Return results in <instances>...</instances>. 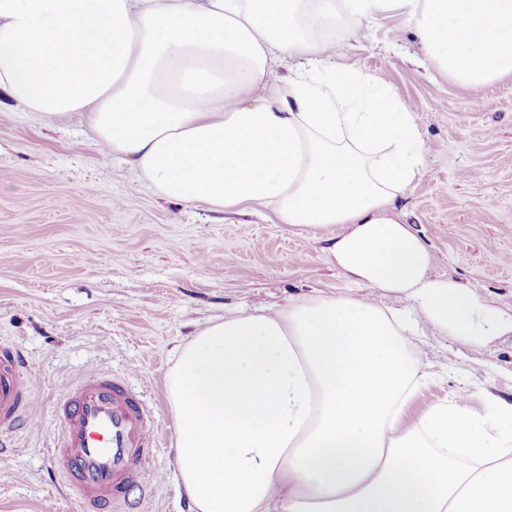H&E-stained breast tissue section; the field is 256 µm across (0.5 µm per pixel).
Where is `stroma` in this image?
<instances>
[{"mask_svg":"<svg viewBox=\"0 0 512 512\" xmlns=\"http://www.w3.org/2000/svg\"><path fill=\"white\" fill-rule=\"evenodd\" d=\"M377 78L413 111L425 159L398 208L433 257L432 273L512 309V78L466 87L425 60L407 20L377 18L332 57ZM341 226L277 223L271 209L221 212L158 195L99 149L77 114L47 122L0 102V346L37 378L41 426L18 423L0 450V512H79L50 467L53 405L89 373L124 379L164 437L151 485L129 483L116 512H194L177 480L165 377L175 350L233 311L307 297H392L330 261ZM430 374L415 419L450 399L484 411L512 401V334L473 344L427 333Z\"/></svg>","mask_w":512,"mask_h":512,"instance_id":"1","label":"stroma"}]
</instances>
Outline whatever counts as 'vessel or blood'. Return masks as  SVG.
Wrapping results in <instances>:
<instances>
[{
  "instance_id": "1",
  "label": "vessel or blood",
  "mask_w": 512,
  "mask_h": 512,
  "mask_svg": "<svg viewBox=\"0 0 512 512\" xmlns=\"http://www.w3.org/2000/svg\"><path fill=\"white\" fill-rule=\"evenodd\" d=\"M20 355L0 348V438L17 420L36 424L41 411ZM54 469L64 474L82 512H108L130 481L148 484L159 429L146 404L125 383L96 372L74 384L54 406Z\"/></svg>"
}]
</instances>
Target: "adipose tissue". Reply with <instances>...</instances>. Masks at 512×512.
I'll use <instances>...</instances> for the list:
<instances>
[{"instance_id":"obj_1","label":"adipose tissue","mask_w":512,"mask_h":512,"mask_svg":"<svg viewBox=\"0 0 512 512\" xmlns=\"http://www.w3.org/2000/svg\"><path fill=\"white\" fill-rule=\"evenodd\" d=\"M390 12L457 83L512 77V0H0V94L83 114L162 197L343 225L331 261L395 300L236 311L176 352L166 392L197 512H512V403L405 419L424 328L478 343L512 313L432 276L397 211L424 163L415 119L322 56L338 14L356 40Z\"/></svg>"}]
</instances>
